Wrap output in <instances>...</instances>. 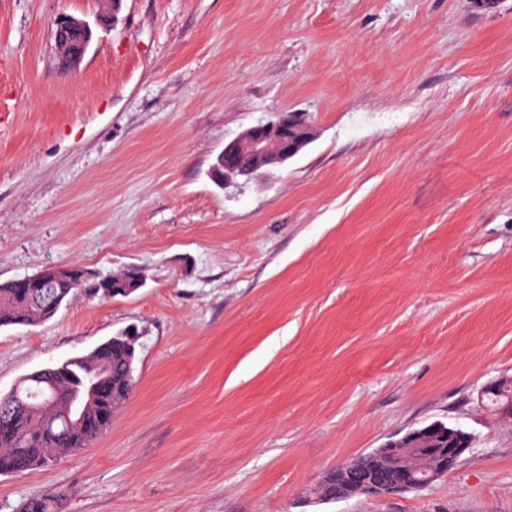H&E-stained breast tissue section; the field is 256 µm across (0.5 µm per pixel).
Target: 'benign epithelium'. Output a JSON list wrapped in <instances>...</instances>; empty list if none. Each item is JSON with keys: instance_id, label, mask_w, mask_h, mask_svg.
<instances>
[{"instance_id": "benign-epithelium-1", "label": "benign epithelium", "mask_w": 512, "mask_h": 512, "mask_svg": "<svg viewBox=\"0 0 512 512\" xmlns=\"http://www.w3.org/2000/svg\"><path fill=\"white\" fill-rule=\"evenodd\" d=\"M112 20V13L100 15L95 24L89 21L66 15L55 20L54 29L57 42L66 43L65 37L70 32L81 34L82 39L76 47H66L62 52V65L65 68L75 66L87 53L94 39L93 26L105 25ZM299 131H311L305 120L295 112H281L275 119L259 123L224 146V157L230 169L224 172V182L231 183L234 179L251 180L267 174L280 167L289 159L299 154L305 146L304 141L297 135ZM73 270L68 265L51 267L44 272L25 276L14 280L16 286L40 292L51 287L53 280L63 273ZM462 436L456 426L443 428L435 423L407 433L400 439L392 440L383 445L391 456L419 459L418 450L432 448L437 453L448 458L453 463L466 452L464 448L449 446L452 439ZM448 474V468H434L430 474L420 479L416 472H411L404 481L395 484H378L371 477L361 472L354 463L343 464L328 473L322 483L336 485L334 499H347L362 494H381L396 490H406L427 486L434 480Z\"/></svg>"}]
</instances>
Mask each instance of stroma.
<instances>
[{
    "label": "stroma",
    "mask_w": 512,
    "mask_h": 512,
    "mask_svg": "<svg viewBox=\"0 0 512 512\" xmlns=\"http://www.w3.org/2000/svg\"><path fill=\"white\" fill-rule=\"evenodd\" d=\"M105 0H0V283L138 267L0 327V392L142 334L135 389L82 452L0 475V512H512V0H121L77 69L52 22ZM311 143L218 188L281 112ZM440 421L472 445L412 491L323 477ZM90 274L92 277L89 282L97 285L99 293L104 295L103 299L127 297L143 286L142 280L135 278L129 267L106 276Z\"/></svg>",
    "instance_id": "stroma-1"
}]
</instances>
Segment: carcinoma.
Masks as SVG:
<instances>
[{
  "mask_svg": "<svg viewBox=\"0 0 512 512\" xmlns=\"http://www.w3.org/2000/svg\"><path fill=\"white\" fill-rule=\"evenodd\" d=\"M106 299L127 297L143 286L129 269L106 276L92 275ZM77 294V287L66 277L53 283L43 296L20 293L8 281L0 283V327L35 326L51 319ZM138 340L123 331L85 355L47 368L23 378L7 393H0V415L8 417V427L0 431V475L39 468L51 461L72 456L96 440L99 428L112 424V416L131 394L136 379L133 375ZM104 375L111 394L102 403L88 400L83 414L88 426L70 422L69 398L84 381ZM357 464L370 472L385 469L388 480L400 482L405 469L394 464L384 466L381 458L368 456Z\"/></svg>",
  "mask_w": 512,
  "mask_h": 512,
  "instance_id": "1",
  "label": "carcinoma"
}]
</instances>
